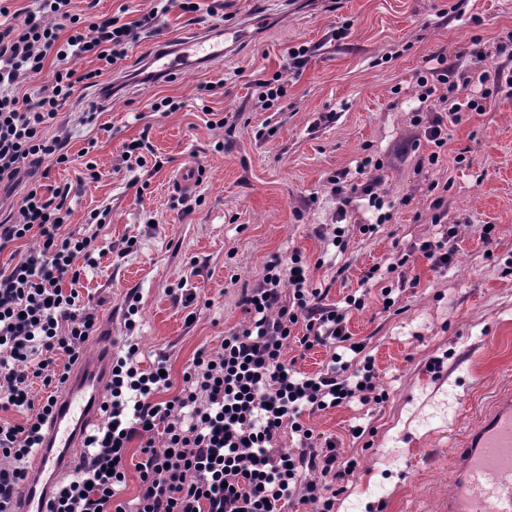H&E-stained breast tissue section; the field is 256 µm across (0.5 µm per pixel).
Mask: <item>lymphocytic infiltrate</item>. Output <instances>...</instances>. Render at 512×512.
I'll list each match as a JSON object with an SVG mask.
<instances>
[{
  "label": "lymphocytic infiltrate",
  "instance_id": "obj_1",
  "mask_svg": "<svg viewBox=\"0 0 512 512\" xmlns=\"http://www.w3.org/2000/svg\"><path fill=\"white\" fill-rule=\"evenodd\" d=\"M0 6V185L25 183L20 202L0 218V252L37 237L39 245L0 268V414L36 408L35 416L14 423L0 417V512H13L28 479V458L42 441L43 426L67 378L57 370L58 357L78 362L99 329V318L83 304L77 290V259L92 260L96 234L68 230L71 184L48 188L37 173L45 160L70 163L69 134H48L58 113L73 104L83 88L100 85L112 64L124 56L139 29L155 25L151 12L131 22L116 16L82 17L72 0H41L39 13L17 24L5 23ZM57 61L46 71L48 57ZM94 58L97 68L81 72L79 60ZM420 81L419 100L431 118L425 138L436 147L446 143L447 123L462 119V108H479L478 100H461L459 85L446 69L434 67ZM47 76L37 97L19 93L21 80ZM333 191L338 242L353 194L368 196L373 207L383 202L372 182L351 184L337 174ZM433 223L442 227L436 241L418 250L434 266L445 267L456 254V225L447 223L444 197L433 199ZM240 304L248 317L243 328L225 335L219 350L200 351L185 368L182 386L170 399L165 360L142 368L134 334L138 301H125L124 353L111 367L103 405L106 424L86 436L85 451L72 474L54 490V512H283L293 498L311 512H335L330 482L345 481L354 467L342 460L335 441H320L303 423L307 413L351 402L380 401L375 366L364 359L352 367L332 355L326 368L305 373L282 360L297 325H304L305 347L349 342V308L320 302L318 289L305 274L301 256L290 263L270 260L262 279L243 292ZM48 394L34 403L33 380ZM298 445H282L284 433ZM142 438L140 484L132 506L119 503L131 442Z\"/></svg>",
  "mask_w": 512,
  "mask_h": 512
}]
</instances>
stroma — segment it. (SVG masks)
Listing matches in <instances>:
<instances>
[{
    "mask_svg": "<svg viewBox=\"0 0 512 512\" xmlns=\"http://www.w3.org/2000/svg\"><path fill=\"white\" fill-rule=\"evenodd\" d=\"M193 15L171 10L140 30L111 75L122 89L94 124L78 121L99 104L90 88L64 108L72 161L51 167L48 185L77 183L88 142L102 178L71 202L69 227L85 228L108 210L100 256L81 264L77 289L90 298L113 344L124 334V301L139 299V359L166 356L173 389L200 349L218 350L245 323L243 289L272 258L301 253L324 303L364 301L347 328L373 358L380 404L357 402L306 416L316 435L335 440L356 460L336 512H415L423 494L448 489L438 460L452 448L450 430L468 422L488 394L512 381V56L480 62L472 43L512 39V0H195ZM265 25L224 59L162 79L145 63L171 39L236 26L252 12ZM308 51L305 66L286 68L287 48ZM467 74L465 97L489 93L485 109L465 111L447 127L442 148L427 142L418 81L427 60ZM281 79L284 93L256 104V80ZM173 100L172 112L153 111ZM148 135L144 166L128 167L124 144ZM436 164H429L431 153ZM380 168H362L365 158ZM187 166L201 179L181 195ZM373 181L391 218L378 223L367 197L355 196L343 247L325 238L338 173ZM447 185L448 221L458 228L453 264L438 269L422 255L397 260L411 244L433 239L430 183ZM372 225L361 233L360 225ZM136 248L124 253L128 238ZM374 279H367L368 271ZM184 286L194 300L176 304ZM394 305L384 309L382 289ZM368 428L356 439L352 426Z\"/></svg>",
    "mask_w": 512,
    "mask_h": 512,
    "instance_id": "obj_1",
    "label": "stroma"
}]
</instances>
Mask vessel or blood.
<instances>
[{"label": "vessel or blood", "mask_w": 512, "mask_h": 512, "mask_svg": "<svg viewBox=\"0 0 512 512\" xmlns=\"http://www.w3.org/2000/svg\"><path fill=\"white\" fill-rule=\"evenodd\" d=\"M244 42L240 30L221 37L198 36L161 48L147 63L168 77L203 61L223 58ZM112 338L102 336L97 354L69 374L53 413L46 419L44 441L35 450L28 483L17 512H52L53 489L70 471L75 450L101 415L109 382ZM451 491L429 492L423 512H512V382L502 386L457 436L451 458Z\"/></svg>", "instance_id": "vessel-or-blood-1"}]
</instances>
